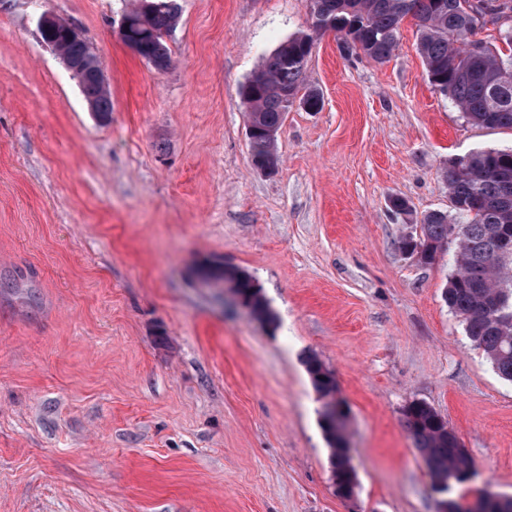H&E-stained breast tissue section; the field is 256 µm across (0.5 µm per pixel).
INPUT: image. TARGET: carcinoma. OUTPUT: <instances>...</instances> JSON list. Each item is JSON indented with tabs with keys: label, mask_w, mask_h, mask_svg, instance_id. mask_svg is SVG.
I'll return each instance as SVG.
<instances>
[{
	"label": "carcinoma",
	"mask_w": 512,
	"mask_h": 512,
	"mask_svg": "<svg viewBox=\"0 0 512 512\" xmlns=\"http://www.w3.org/2000/svg\"><path fill=\"white\" fill-rule=\"evenodd\" d=\"M143 13L140 0L126 14L129 38L138 42L141 58L157 70L171 65L165 41L179 18L177 0H152ZM307 29L288 37L266 59L242 88L251 160L268 173L280 165L277 138L290 109V97L305 82L306 66L317 36L332 32L341 38L342 53L378 63L390 59L397 44L399 24L409 15L419 32L418 51L429 83L472 125L512 130V0H314ZM497 25L509 53L481 36L487 23ZM63 54L81 58L87 44L61 29L42 35ZM85 99L105 117L112 101L105 85L93 78L80 82ZM451 212L432 211L417 220V241L423 248L421 264L452 253L454 270L444 299L460 319L467 336L481 348L498 375L512 382V254L498 255L494 246L505 232L512 233V147L484 148L448 160L444 172ZM217 283L232 281L266 323L276 315L261 289H253L232 267H214ZM303 364L311 383L325 400L323 408L340 406L333 372L314 354ZM407 430L424 460L434 488L447 493L469 481L474 465L448 422L425 402L404 411ZM347 414L330 425L320 423L328 442L332 475L338 494L346 497L356 486L351 465Z\"/></svg>",
	"instance_id": "obj_1"
}]
</instances>
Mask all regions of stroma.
<instances>
[{
  "instance_id": "obj_1",
  "label": "stroma",
  "mask_w": 512,
  "mask_h": 512,
  "mask_svg": "<svg viewBox=\"0 0 512 512\" xmlns=\"http://www.w3.org/2000/svg\"><path fill=\"white\" fill-rule=\"evenodd\" d=\"M131 2L0 0V512H437L415 401L475 464L453 498L512 496V382L444 301L450 257L400 248L412 218L450 210L449 158L512 131L432 89L413 20L383 64L327 33L305 81L322 108L288 111L264 174L240 91L307 0H178L164 71L120 38ZM44 12L92 46L108 122L43 42ZM208 264L255 277L277 327ZM309 353L347 406L349 499Z\"/></svg>"
}]
</instances>
